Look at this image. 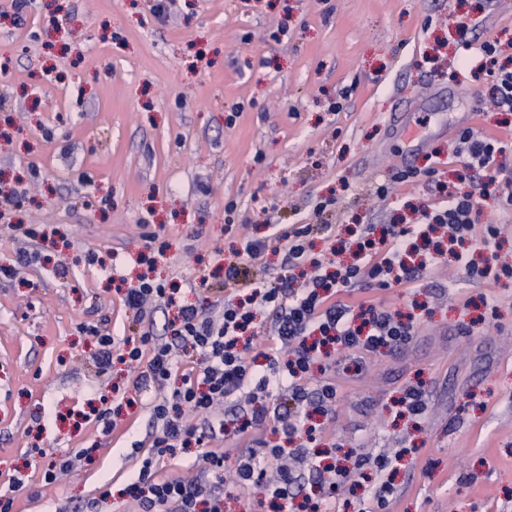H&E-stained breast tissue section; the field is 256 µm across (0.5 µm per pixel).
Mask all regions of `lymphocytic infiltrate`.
<instances>
[{"instance_id": "obj_1", "label": "lymphocytic infiltrate", "mask_w": 512, "mask_h": 512, "mask_svg": "<svg viewBox=\"0 0 512 512\" xmlns=\"http://www.w3.org/2000/svg\"><path fill=\"white\" fill-rule=\"evenodd\" d=\"M479 69L488 79L491 103L512 112V69L499 65L493 43L483 44ZM511 146L462 131L454 156L472 172L476 189L454 190L438 179L435 166H427L424 174L433 200L421 207L413 224H328L322 220V204L315 209L319 223L272 224L262 239L225 224V233L238 236L239 246L225 259L218 287L201 281L210 296L206 306L185 302L178 289L141 273L137 286L124 295V305L138 317L154 301L176 308L171 341L160 342L146 332L119 343L99 328L88 330L96 343L92 363L97 374L121 363L135 374V393L147 387L159 391L151 403L154 429L147 440L133 444L144 456L126 491L139 512H198L203 498L210 503L208 512H223V499L204 474L190 481L161 479L157 463L191 446L196 461L223 467L227 452L218 443L231 430L221 409L237 401L251 407L231 431L237 440L270 423L286 444L261 453L239 451L232 469L235 481L278 499L280 512H293L288 494L295 480L293 466L309 457L316 439L310 418L329 414L336 406V384L320 364L323 349L353 354L358 365L366 357L402 349L415 333L413 321L402 320L384 305L347 304L340 294L357 288L409 287L432 267V249L441 247L448 248L473 280L511 279L512 264L492 250L499 225L479 226L474 218L482 199L491 195L501 207H512V173L496 163ZM343 231L350 236L352 261L341 260L337 247L314 254V237L332 240ZM272 245L284 251L273 276L257 264ZM393 464L388 455H361L353 467L319 466L315 472L332 496L365 468L382 474Z\"/></svg>"}]
</instances>
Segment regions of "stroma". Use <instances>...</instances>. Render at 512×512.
I'll return each instance as SVG.
<instances>
[{"instance_id":"obj_1","label":"stroma","mask_w":512,"mask_h":512,"mask_svg":"<svg viewBox=\"0 0 512 512\" xmlns=\"http://www.w3.org/2000/svg\"><path fill=\"white\" fill-rule=\"evenodd\" d=\"M488 41L512 55V0H30L19 15L0 0V188L24 192L0 216V480H22L13 512H85L93 499L96 512H137L123 490L154 392L114 434L71 416L130 386L127 370L95 374L86 328L170 338L173 310L133 321L116 290L135 280L146 232L168 246L157 276L194 301L215 249L234 243L227 204L258 237L331 196L330 223L396 222L429 196L402 177L428 154L455 182L459 131L512 138V113L459 65ZM17 224L61 233L47 263L18 265ZM484 296L497 312L480 321ZM341 299L412 313L416 333L360 375L336 373L316 449L396 456L389 512H512V280L472 281L445 256L415 287ZM416 383L428 404L418 424L396 415ZM36 447L94 455L49 484ZM207 478L224 512H275L229 468Z\"/></svg>"}]
</instances>
